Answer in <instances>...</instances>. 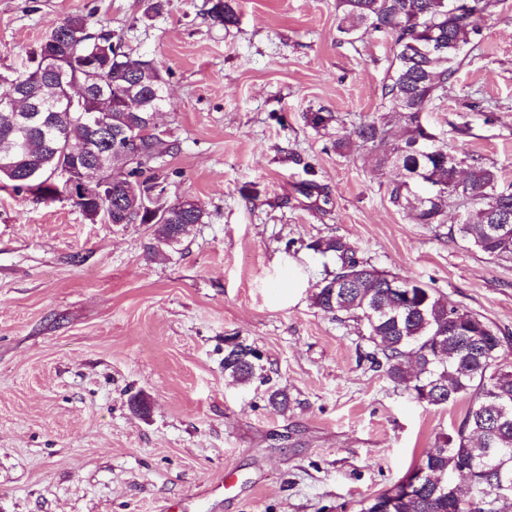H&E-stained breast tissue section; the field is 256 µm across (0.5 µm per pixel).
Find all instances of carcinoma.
Wrapping results in <instances>:
<instances>
[{"mask_svg": "<svg viewBox=\"0 0 512 512\" xmlns=\"http://www.w3.org/2000/svg\"><path fill=\"white\" fill-rule=\"evenodd\" d=\"M491 0H336L341 30H364L390 37L394 61L382 87L389 111L402 122L397 135L381 115L353 133L336 136V150L356 136L380 169L394 167L401 179L390 191L392 202L410 212L417 224H440L448 204L465 208L453 226L474 250L490 259L512 262V185L500 186L494 166L467 165L464 159L434 147V156L417 159L414 145L423 132L422 114L439 98L460 65L463 48L478 34L479 21ZM84 89L82 106L57 110L60 94ZM26 91L39 105L40 120L19 127L13 113L0 108V183L36 202L68 195L51 181L60 167L72 170L80 187L89 160H75L68 144L103 145L112 167V189L103 196L76 200L86 217L114 224H150L153 254L180 241L204 213L190 197L172 202L156 164L177 145L151 127L161 111L165 80L151 60H133L122 39L111 31H91L89 17L74 15L51 25L26 62L10 74L0 73V99ZM108 112L112 123H94V113ZM437 174L441 188L428 193L415 178L418 165ZM328 259L315 303L324 312L362 323L373 349L364 354L371 367L383 370L396 388L419 403L441 407L464 398L467 409L452 431L437 438L422 459L425 477L411 496L390 488L366 501L361 512H472L471 501L488 498L480 512H504L512 503V365L504 361L507 337L485 318L448 304L426 283L377 269L360 258L342 237L307 244ZM411 286L412 296L398 292ZM260 356L249 345L233 342L224 355V372L239 384L261 377Z\"/></svg>", "mask_w": 512, "mask_h": 512, "instance_id": "1", "label": "carcinoma"}]
</instances>
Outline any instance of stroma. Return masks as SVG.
I'll return each instance as SVG.
<instances>
[{
	"label": "stroma",
	"instance_id": "stroma-1",
	"mask_svg": "<svg viewBox=\"0 0 512 512\" xmlns=\"http://www.w3.org/2000/svg\"><path fill=\"white\" fill-rule=\"evenodd\" d=\"M0 0V71L51 22L92 15L162 69L167 196L202 223L163 256L146 224L89 221L67 201L0 189V512H360L451 432L364 354L363 324L314 302L328 235L427 283L511 342L512 263L393 205L396 169L339 128L384 113L390 39L340 32L336 0ZM426 121L449 152L512 185V0H494ZM313 112L334 116L313 127ZM315 189H308V182ZM263 379L224 373L227 338ZM283 389L286 412L270 390ZM146 412H136L133 397Z\"/></svg>",
	"mask_w": 512,
	"mask_h": 512
}]
</instances>
